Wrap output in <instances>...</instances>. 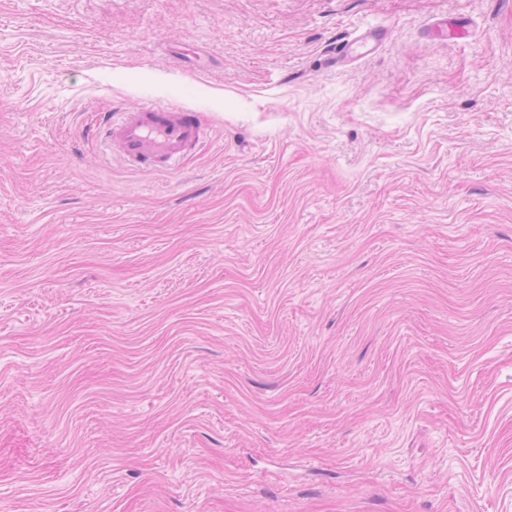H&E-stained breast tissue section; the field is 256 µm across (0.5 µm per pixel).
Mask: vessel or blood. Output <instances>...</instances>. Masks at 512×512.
Masks as SVG:
<instances>
[{"label": "vessel or blood", "mask_w": 512, "mask_h": 512, "mask_svg": "<svg viewBox=\"0 0 512 512\" xmlns=\"http://www.w3.org/2000/svg\"><path fill=\"white\" fill-rule=\"evenodd\" d=\"M384 30L366 29L348 42L336 60H353L356 49H371L384 41ZM89 140L101 143L112 157L136 171L177 169L191 149L205 144L211 131L197 112L166 103L125 106L95 116L84 126Z\"/></svg>", "instance_id": "b4317fda"}]
</instances>
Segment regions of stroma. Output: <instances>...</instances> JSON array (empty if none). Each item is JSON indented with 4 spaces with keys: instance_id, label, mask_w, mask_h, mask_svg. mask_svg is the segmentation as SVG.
<instances>
[{
    "instance_id": "35a3bbf8",
    "label": "stroma",
    "mask_w": 512,
    "mask_h": 512,
    "mask_svg": "<svg viewBox=\"0 0 512 512\" xmlns=\"http://www.w3.org/2000/svg\"><path fill=\"white\" fill-rule=\"evenodd\" d=\"M0 512H512V0H0ZM386 32L383 29H366L361 31L352 41L348 42L337 54L336 62L347 63L355 57L357 48H367L370 52L375 46L384 41ZM84 131L131 170L152 172L177 169L191 149L211 138L197 112L161 102L98 114Z\"/></svg>"
}]
</instances>
